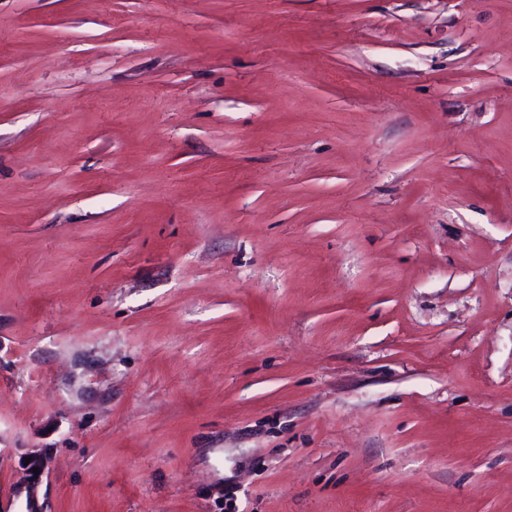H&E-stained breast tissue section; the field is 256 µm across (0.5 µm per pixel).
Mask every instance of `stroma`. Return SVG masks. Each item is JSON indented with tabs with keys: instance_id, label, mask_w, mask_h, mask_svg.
<instances>
[{
	"instance_id": "1",
	"label": "stroma",
	"mask_w": 512,
	"mask_h": 512,
	"mask_svg": "<svg viewBox=\"0 0 512 512\" xmlns=\"http://www.w3.org/2000/svg\"><path fill=\"white\" fill-rule=\"evenodd\" d=\"M33 486L512 512V0H0V512Z\"/></svg>"
}]
</instances>
